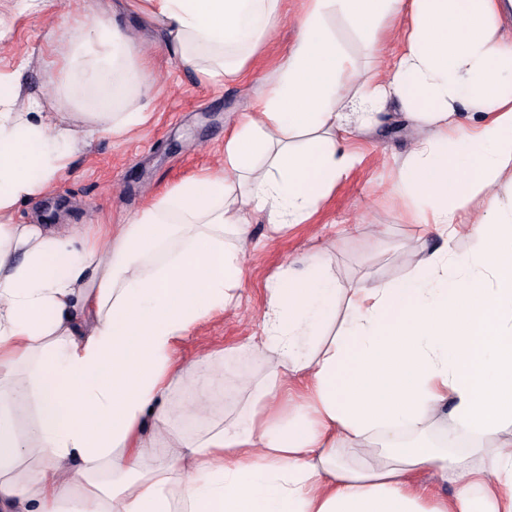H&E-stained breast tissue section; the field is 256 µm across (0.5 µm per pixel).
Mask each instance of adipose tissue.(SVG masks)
Returning a JSON list of instances; mask_svg holds the SVG:
<instances>
[{"mask_svg":"<svg viewBox=\"0 0 512 512\" xmlns=\"http://www.w3.org/2000/svg\"><path fill=\"white\" fill-rule=\"evenodd\" d=\"M298 35L254 110L224 142V165L166 189L127 223L81 238L15 220L50 190L81 140L145 123L150 91L136 43L96 18L107 67L89 95L66 97L83 135L0 74V512H512V40L498 17L512 0H301ZM283 0H138L162 48L209 78L239 77L265 45ZM344 17L374 59L389 21L405 47L353 72L329 25ZM354 82L350 98L343 79ZM398 102L424 132L399 169L439 246L400 279L340 288L326 263L282 271L268 290L267 375L249 424L193 428L168 405L192 384L175 346L222 314L241 279L254 210L272 228L310 219L359 163L348 134ZM478 255L457 253L460 235ZM108 252H101L100 240ZM345 297L344 315L336 300ZM493 318L478 383L460 374L479 313ZM335 336L325 328L333 319ZM162 433L144 432L146 419ZM451 427H442V420ZM472 439L453 453L458 435ZM456 482L453 499L412 481Z\"/></svg>","mask_w":512,"mask_h":512,"instance_id":"adipose-tissue-1","label":"adipose tissue"}]
</instances>
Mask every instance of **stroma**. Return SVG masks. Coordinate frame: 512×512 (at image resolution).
I'll return each instance as SVG.
<instances>
[{
  "label": "stroma",
  "instance_id": "1",
  "mask_svg": "<svg viewBox=\"0 0 512 512\" xmlns=\"http://www.w3.org/2000/svg\"><path fill=\"white\" fill-rule=\"evenodd\" d=\"M116 10L137 36L140 59L148 65L153 92L142 99L151 120L124 135L102 134L82 148L72 168L61 171L53 189L35 205L21 207L17 221L82 232L88 224H122L153 197L200 169L224 163V136L251 111L259 91L297 37V0H285L267 48L247 64L241 80L214 83L161 48L160 31L124 11V0H0V73L21 72L17 103L39 101L75 131L85 123L65 98L49 37L62 16L89 17ZM418 129L398 103L377 122L354 134L350 144L360 163L337 182L317 214L305 224L272 233L265 216H255L242 256L235 303L223 315L200 323L175 357L184 364L206 361L197 385L170 396L175 408L205 400L199 426L218 418L250 419L248 397L266 372V358L254 346L263 334L267 289L287 266L302 268L320 254L343 287L360 278L388 281L418 270L434 248L413 222L417 204L397 194L394 183Z\"/></svg>",
  "mask_w": 512,
  "mask_h": 512
}]
</instances>
